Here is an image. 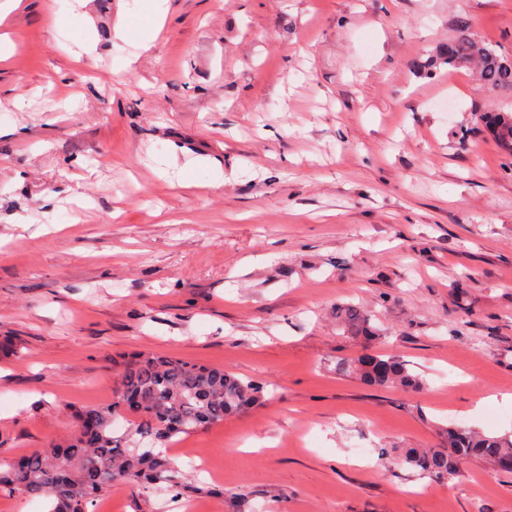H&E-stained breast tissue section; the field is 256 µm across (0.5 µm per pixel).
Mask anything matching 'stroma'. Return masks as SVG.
Masks as SVG:
<instances>
[{
  "label": "stroma",
  "instance_id": "obj_1",
  "mask_svg": "<svg viewBox=\"0 0 512 512\" xmlns=\"http://www.w3.org/2000/svg\"><path fill=\"white\" fill-rule=\"evenodd\" d=\"M70 2L0 23V452L154 353L263 389L172 445L209 467L173 512H512L510 473L399 461L512 434V88L439 57L464 19L512 59V0H170L146 50L130 0ZM372 350L422 388L337 372ZM485 126L502 147L512 151L511 112H487L485 114Z\"/></svg>",
  "mask_w": 512,
  "mask_h": 512
}]
</instances>
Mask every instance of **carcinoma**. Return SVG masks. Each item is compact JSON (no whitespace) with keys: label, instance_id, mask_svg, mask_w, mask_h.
Returning a JSON list of instances; mask_svg holds the SVG:
<instances>
[{"label":"carcinoma","instance_id":"obj_1","mask_svg":"<svg viewBox=\"0 0 512 512\" xmlns=\"http://www.w3.org/2000/svg\"><path fill=\"white\" fill-rule=\"evenodd\" d=\"M448 66L475 62L479 80L490 87L512 86V61L478 44L469 22L462 20L448 43ZM485 126L497 142L512 151V113L488 112ZM345 316L367 342L379 337L369 319L348 309ZM336 371L352 372L379 389L415 392L419 375L407 364L374 353L339 359ZM115 400L73 411L77 425L62 444L23 456H0V494H18L51 503L49 512H94L99 498L119 486L174 492L183 484L181 467L165 451L142 452L112 436L115 420L133 407L140 420L137 434L161 445L180 434H191L224 421V417L259 403L262 388L234 373L190 361L157 355H139L127 361L117 375ZM512 459V436H489L472 428L446 430L442 448H407L401 463L437 478L453 477L470 460L490 462L512 473L503 462Z\"/></svg>","mask_w":512,"mask_h":512}]
</instances>
